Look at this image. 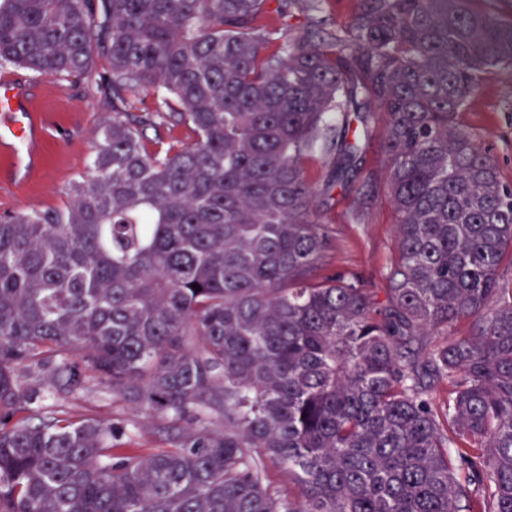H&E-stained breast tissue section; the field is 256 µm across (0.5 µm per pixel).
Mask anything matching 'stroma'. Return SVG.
Returning a JSON list of instances; mask_svg holds the SVG:
<instances>
[{
  "mask_svg": "<svg viewBox=\"0 0 512 512\" xmlns=\"http://www.w3.org/2000/svg\"><path fill=\"white\" fill-rule=\"evenodd\" d=\"M14 76L28 89L45 122L38 133L36 168L25 181L0 169V213L62 206L69 186L88 172L94 134L111 110L100 96L68 80L39 75L15 66L0 67V78ZM461 120L497 164L504 182L512 184V72L488 79L469 99ZM384 173L378 140H370L349 186L337 191L319 210L328 225L331 247L323 275L358 273L370 286L383 289L393 257L394 215L381 193L372 189ZM42 405L62 409L75 418L98 417L124 423L141 447L169 445V420L137 411L120 396L107 395L98 382L74 397L46 395Z\"/></svg>",
  "mask_w": 512,
  "mask_h": 512,
  "instance_id": "obj_1",
  "label": "stroma"
}]
</instances>
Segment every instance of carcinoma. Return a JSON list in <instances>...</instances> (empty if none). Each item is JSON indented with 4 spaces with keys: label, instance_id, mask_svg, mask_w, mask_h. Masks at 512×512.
I'll use <instances>...</instances> for the list:
<instances>
[{
    "label": "carcinoma",
    "instance_id": "obj_1",
    "mask_svg": "<svg viewBox=\"0 0 512 512\" xmlns=\"http://www.w3.org/2000/svg\"><path fill=\"white\" fill-rule=\"evenodd\" d=\"M476 2L0 0V66L112 102L68 202L0 218V512H512V185L459 119L512 24ZM380 124L383 298L321 275L317 214ZM91 373L170 447L39 408ZM360 0H328L324 16L327 28H336L346 23L350 15L359 8ZM301 167L305 178L313 186L321 185L328 170L326 160L319 153L304 156Z\"/></svg>",
    "mask_w": 512,
    "mask_h": 512
}]
</instances>
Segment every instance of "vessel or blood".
<instances>
[{
	"label": "vessel or blood",
	"mask_w": 512,
	"mask_h": 512,
	"mask_svg": "<svg viewBox=\"0 0 512 512\" xmlns=\"http://www.w3.org/2000/svg\"><path fill=\"white\" fill-rule=\"evenodd\" d=\"M22 89L14 81H0V146L6 148L7 160H14L16 150L26 147L41 122L32 109L21 105Z\"/></svg>",
	"instance_id": "obj_1"
}]
</instances>
